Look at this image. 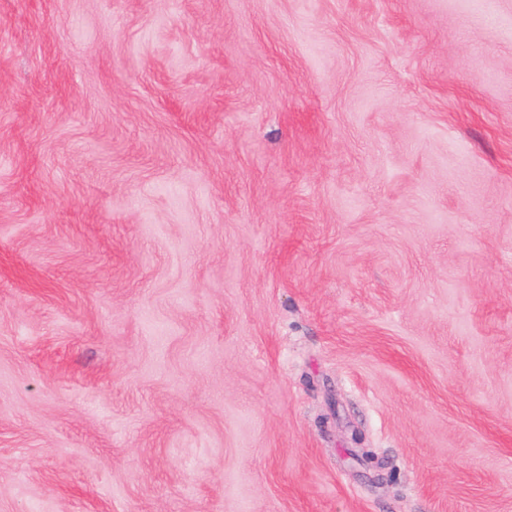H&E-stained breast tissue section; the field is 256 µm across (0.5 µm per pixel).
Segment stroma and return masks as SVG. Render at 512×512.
Here are the masks:
<instances>
[{"label":"stroma","instance_id":"obj_1","mask_svg":"<svg viewBox=\"0 0 512 512\" xmlns=\"http://www.w3.org/2000/svg\"><path fill=\"white\" fill-rule=\"evenodd\" d=\"M0 512H512V0H0Z\"/></svg>","mask_w":512,"mask_h":512}]
</instances>
